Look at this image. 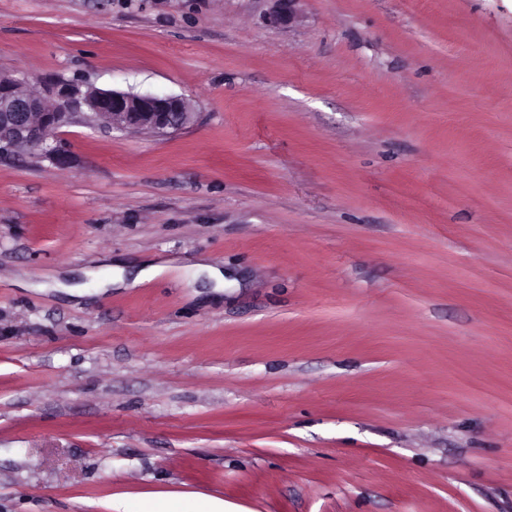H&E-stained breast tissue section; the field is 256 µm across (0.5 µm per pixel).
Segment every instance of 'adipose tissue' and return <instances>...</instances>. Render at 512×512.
I'll use <instances>...</instances> for the list:
<instances>
[{"mask_svg":"<svg viewBox=\"0 0 512 512\" xmlns=\"http://www.w3.org/2000/svg\"><path fill=\"white\" fill-rule=\"evenodd\" d=\"M112 512H234L223 498L192 491H143L112 497Z\"/></svg>","mask_w":512,"mask_h":512,"instance_id":"obj_1","label":"adipose tissue"}]
</instances>
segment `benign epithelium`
Listing matches in <instances>:
<instances>
[{"label": "benign epithelium", "instance_id": "benign-epithelium-1", "mask_svg": "<svg viewBox=\"0 0 512 512\" xmlns=\"http://www.w3.org/2000/svg\"><path fill=\"white\" fill-rule=\"evenodd\" d=\"M300 0H274L268 20L289 25ZM74 93L68 84L56 86L46 98L23 90L21 80L0 74V156L25 148L56 163L66 161L58 143L60 129L79 120L103 122L111 129H134L152 134L178 131L193 121L194 112L180 95H158L87 87L80 91L83 112H63L54 102Z\"/></svg>", "mask_w": 512, "mask_h": 512}]
</instances>
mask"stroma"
<instances>
[{
	"label": "stroma",
	"instance_id": "35a3bbf8",
	"mask_svg": "<svg viewBox=\"0 0 512 512\" xmlns=\"http://www.w3.org/2000/svg\"><path fill=\"white\" fill-rule=\"evenodd\" d=\"M273 6L0 0V72L195 112L0 157V512H512V0ZM108 269L111 271V275H109L106 279H104L99 288L96 291L91 292L86 290L85 288H81L78 285H70L66 286L64 284L58 283V285L63 289L64 292L73 297H83L86 295L93 294H101L107 291V289H112L113 285L119 288H134L139 284L151 280L156 275H159L164 268L158 266H151L146 269L140 271L138 275H136L131 281H127L123 276H115L114 280L112 278V265L108 266ZM113 512H248L234 510L224 498L192 491H143L112 496Z\"/></svg>",
	"mask_w": 512,
	"mask_h": 512
}]
</instances>
